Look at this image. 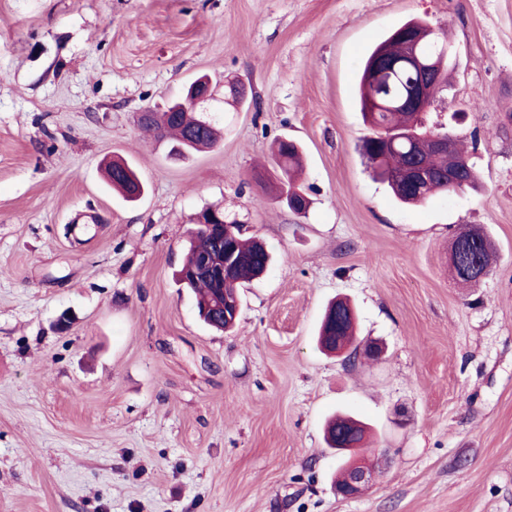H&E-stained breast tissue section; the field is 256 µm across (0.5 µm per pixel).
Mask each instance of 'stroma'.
Returning <instances> with one entry per match:
<instances>
[{"label": "stroma", "instance_id": "obj_1", "mask_svg": "<svg viewBox=\"0 0 512 512\" xmlns=\"http://www.w3.org/2000/svg\"><path fill=\"white\" fill-rule=\"evenodd\" d=\"M412 18L454 51L427 122L467 113L481 182L418 206L358 149V65ZM201 74L224 135L176 157L138 115ZM284 137L303 214L253 179ZM118 158L141 201L107 185ZM207 207L273 255L227 333L175 278ZM462 228L496 248L472 287ZM338 298L347 359L317 346ZM338 413L376 465L351 498ZM0 512H512V0H0ZM475 233L469 230L461 232L456 236L457 242L455 247V242H453L451 246L452 250L450 252V259L452 261L459 260L457 263H451L452 269L456 276L466 283H471L476 281V279L468 278L464 275L463 267L466 262V258H468V255L459 259V254L460 252H463L464 248L469 243H471L473 239L477 238V241L474 242V245L471 249L472 259L473 261L477 262L481 268L486 271V273L484 271H479L476 267L468 268L466 273L476 276L478 279L484 278L486 274L490 273L493 264L494 249L490 238L481 231H477Z\"/></svg>", "mask_w": 512, "mask_h": 512}]
</instances>
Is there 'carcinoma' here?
<instances>
[{
    "label": "carcinoma",
    "instance_id": "carcinoma-1",
    "mask_svg": "<svg viewBox=\"0 0 512 512\" xmlns=\"http://www.w3.org/2000/svg\"><path fill=\"white\" fill-rule=\"evenodd\" d=\"M402 27H410L420 35L424 52L434 54L440 51V46L428 40L429 29L423 21L411 19L402 24ZM381 53L394 58L400 56L401 42L395 35H389L375 46L363 62L358 83L359 105L363 120L369 125L371 133L362 140V155L372 171L381 170L386 173L382 181L388 183L398 201L403 204H421L437 194L449 193L448 182L451 181L452 176L448 174L447 162L432 150L421 117L410 112L388 110L371 114L366 110L367 95L372 89L370 76L376 64V58ZM412 76L413 73L399 63L382 71L379 81L388 88L391 97L403 98L408 94ZM143 127L155 132L160 138L169 139L179 154L185 151L190 154L200 152L216 146L218 142V129L201 124L194 103L184 99L173 103L164 126L145 123ZM392 130L408 131L410 136L392 145L381 138V135ZM456 154L467 162L464 175L466 185L460 189L463 193L477 187V172L464 152L458 149ZM273 160L277 172L282 177L281 185L276 187L277 193L280 195L285 193L288 197L297 199L301 206H306L305 199L298 194L296 188V172L301 163L298 145L287 139L280 141L273 152ZM414 161L430 173V179L421 186L407 189L401 185L399 175L406 172ZM130 174L136 175V170L125 161H118L108 169L112 187L123 194L142 191L141 184L128 178ZM222 233L225 234L224 243L231 246L236 255L227 289L222 290L213 280L201 276L187 283L186 287L193 291L198 311H206L204 322L217 331H228L233 323L224 319L219 313H211V310L223 307L224 295L231 297L237 295L240 288L258 278L269 267L271 256L261 242L244 238L235 224H226L222 229L198 227L191 232L181 270L193 269L204 255L213 252L216 241ZM476 235L477 241L471 249L472 259L489 272L493 264V244L485 233L478 231ZM354 323L353 309L347 303L338 301L327 310L319 329L318 341L328 348L338 337H351ZM352 421L351 417L340 416L332 420L327 428V445L331 446L338 441L350 438L348 424Z\"/></svg>",
    "mask_w": 512,
    "mask_h": 512
}]
</instances>
